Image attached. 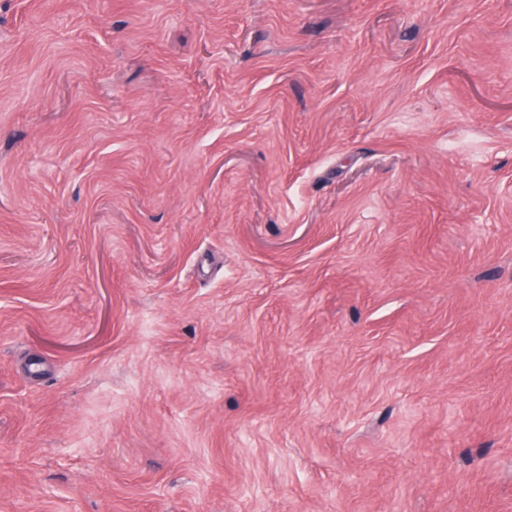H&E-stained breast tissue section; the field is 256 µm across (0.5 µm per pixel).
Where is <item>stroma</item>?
Masks as SVG:
<instances>
[{
    "mask_svg": "<svg viewBox=\"0 0 512 512\" xmlns=\"http://www.w3.org/2000/svg\"><path fill=\"white\" fill-rule=\"evenodd\" d=\"M0 512H512V0H0Z\"/></svg>",
    "mask_w": 512,
    "mask_h": 512,
    "instance_id": "stroma-1",
    "label": "stroma"
}]
</instances>
